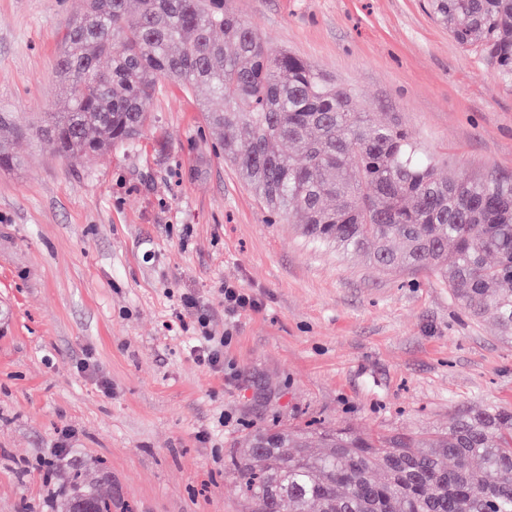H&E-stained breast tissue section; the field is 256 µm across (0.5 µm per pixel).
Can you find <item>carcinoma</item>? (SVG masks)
Wrapping results in <instances>:
<instances>
[{"mask_svg":"<svg viewBox=\"0 0 512 512\" xmlns=\"http://www.w3.org/2000/svg\"><path fill=\"white\" fill-rule=\"evenodd\" d=\"M459 46L512 80V0H427ZM65 112L0 131L72 160L137 140L163 80L222 101L206 121L224 156L309 242L383 272L428 271L473 320L512 341V181L445 178L401 124L358 111L352 92L276 51L227 0H85L56 63ZM251 433L227 464L250 512H512V411L475 407L446 432ZM58 512H112L75 482Z\"/></svg>","mask_w":512,"mask_h":512,"instance_id":"carcinoma-1","label":"carcinoma"}]
</instances>
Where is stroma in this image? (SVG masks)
<instances>
[{
  "label": "stroma",
  "mask_w": 512,
  "mask_h": 512,
  "mask_svg": "<svg viewBox=\"0 0 512 512\" xmlns=\"http://www.w3.org/2000/svg\"><path fill=\"white\" fill-rule=\"evenodd\" d=\"M229 5L398 120L443 172L512 179V81L425 0ZM82 10L0 0V112L63 110L55 59ZM213 104L162 82L144 137L80 161L0 137L21 159L0 169V512H54L85 472L112 512H245L226 464L255 430L442 432L472 406L512 408V343L493 317L471 320L433 276L380 272L274 222L219 154ZM227 282L258 308L226 317ZM201 317L230 335L223 369L191 354ZM84 357L97 373L77 370Z\"/></svg>",
  "instance_id": "stroma-1"
}]
</instances>
